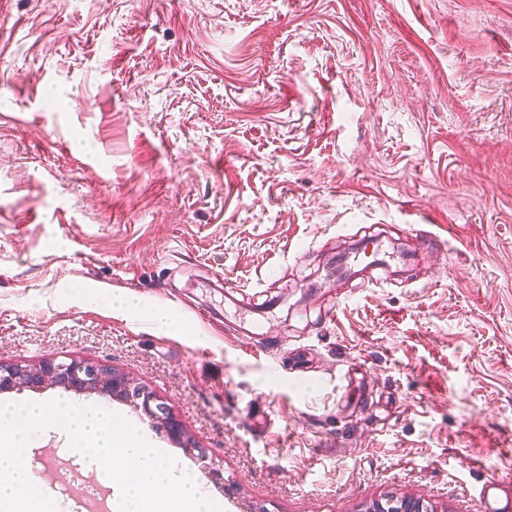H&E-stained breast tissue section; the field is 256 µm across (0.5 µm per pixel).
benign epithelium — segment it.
I'll return each instance as SVG.
<instances>
[{"instance_id": "obj_1", "label": "benign epithelium", "mask_w": 512, "mask_h": 512, "mask_svg": "<svg viewBox=\"0 0 512 512\" xmlns=\"http://www.w3.org/2000/svg\"><path fill=\"white\" fill-rule=\"evenodd\" d=\"M45 385L95 394L107 402L123 399L149 419L162 422L171 441L189 452L196 450L166 402L105 362L77 359L67 362L53 357L36 366L0 363V392L21 387L37 389Z\"/></svg>"}]
</instances>
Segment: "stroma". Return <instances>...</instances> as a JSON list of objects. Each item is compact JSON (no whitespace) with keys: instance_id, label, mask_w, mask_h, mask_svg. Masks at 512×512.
Returning a JSON list of instances; mask_svg holds the SVG:
<instances>
[{"instance_id":"35a3bbf8","label":"stroma","mask_w":512,"mask_h":512,"mask_svg":"<svg viewBox=\"0 0 512 512\" xmlns=\"http://www.w3.org/2000/svg\"><path fill=\"white\" fill-rule=\"evenodd\" d=\"M421 228L446 272L330 267ZM49 356L166 401L198 452L110 407L222 512H472L512 476V0H0V362ZM24 464L62 512L108 482L55 427Z\"/></svg>"}]
</instances>
